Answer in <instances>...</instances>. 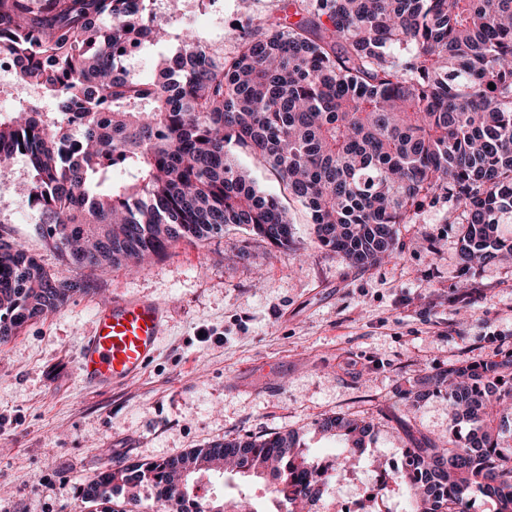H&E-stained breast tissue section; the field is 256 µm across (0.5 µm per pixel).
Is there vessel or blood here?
Segmentation results:
<instances>
[{
	"mask_svg": "<svg viewBox=\"0 0 512 512\" xmlns=\"http://www.w3.org/2000/svg\"><path fill=\"white\" fill-rule=\"evenodd\" d=\"M167 313L162 303L134 296L116 297L98 308L93 331L77 354L82 382L112 387L143 373L159 353Z\"/></svg>",
	"mask_w": 512,
	"mask_h": 512,
	"instance_id": "b4317fda",
	"label": "vessel or blood"
}]
</instances>
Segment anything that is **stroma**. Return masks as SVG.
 <instances>
[{"label": "stroma", "instance_id": "stroma-1", "mask_svg": "<svg viewBox=\"0 0 512 512\" xmlns=\"http://www.w3.org/2000/svg\"><path fill=\"white\" fill-rule=\"evenodd\" d=\"M245 14L285 19V0H224L223 32L197 33L233 55ZM27 173L19 158L0 174V194L14 199L7 229L85 289L0 346V512H97L80 489L107 467L224 440L293 432L308 452L331 455L344 442L316 425L336 415L375 426L349 467L348 494L331 504L344 512L373 458L402 456L408 429L446 433L447 392L416 405L411 389L434 371L512 351V258L463 267L462 227L449 223L447 207L400 225L397 257L366 268L322 248L307 210L290 200L287 253L230 227L101 277L61 262L35 235L14 194ZM127 295L169 306L161 353L124 385L85 388L77 350L95 311Z\"/></svg>", "mask_w": 512, "mask_h": 512}]
</instances>
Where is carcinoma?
Returning a JSON list of instances; mask_svg holds the SVG:
<instances>
[{"label":"carcinoma","mask_w":512,"mask_h":512,"mask_svg":"<svg viewBox=\"0 0 512 512\" xmlns=\"http://www.w3.org/2000/svg\"><path fill=\"white\" fill-rule=\"evenodd\" d=\"M150 5L0 0V55L34 89L0 114V173L26 160L15 191L68 264L107 275L228 225L288 249V209L233 147L270 170L307 209L319 245L352 266L396 257L399 225L442 200L448 223L463 225L464 266L512 255L500 232L512 222V0H288L299 20L245 17L226 57L189 31L143 83L125 54L166 31ZM7 235L0 226V345L82 288ZM422 387L448 389L450 426L442 439L407 434L410 512H469L475 492L512 512V352L435 372ZM317 428L350 443L341 468L374 431L344 416ZM226 463L279 478L296 508L329 488L320 460L287 432L109 467L82 497L100 512H138L131 489L152 481L162 504L189 512L183 474Z\"/></svg>","instance_id":"obj_1"}]
</instances>
